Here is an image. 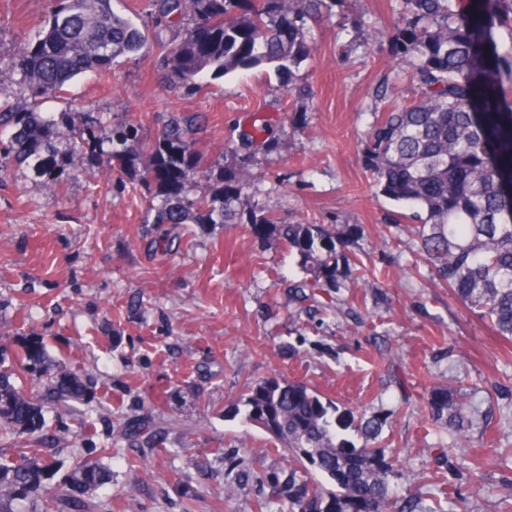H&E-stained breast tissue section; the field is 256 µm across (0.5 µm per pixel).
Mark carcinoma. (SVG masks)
I'll return each mask as SVG.
<instances>
[{
    "label": "carcinoma",
    "mask_w": 512,
    "mask_h": 512,
    "mask_svg": "<svg viewBox=\"0 0 512 512\" xmlns=\"http://www.w3.org/2000/svg\"><path fill=\"white\" fill-rule=\"evenodd\" d=\"M341 0H156L159 16L177 15L186 28L162 59L168 79L187 90L210 73L225 77L264 68L293 76L292 67L311 55L306 39L310 23L331 14ZM390 40L393 55L410 65L416 96H397L383 81V112L370 126L361 154L362 167L379 192L403 209L399 217L420 225L419 255L432 275L448 288V298L478 314L502 340L512 343V0H470L466 12L456 0H396ZM146 25L115 12L112 0H57L32 41L9 51L31 96L63 90L84 73L108 74L121 56L140 52ZM197 118L176 115L150 144L148 183L161 203L148 209L149 224H240L254 231L277 232L314 273L305 289L342 288L339 267L360 275L353 287L366 286L364 261L336 251L335 232L325 224H282L259 204L241 209L252 175V154L245 151L224 168L222 186L209 183L213 165L195 148ZM97 121L73 109L42 114L0 103V156L25 163L50 189L60 175L89 152L97 164L126 170L130 150L141 141L138 125H112L96 134ZM205 182L188 188L192 176ZM21 373L35 388L25 392L0 372V432L33 434L45 426L44 409L69 407L91 396V381L56 366L44 339L26 336L16 353ZM468 391L434 387L427 392L430 419L467 436ZM245 420L261 427L271 441L288 449L303 466L288 481L271 485L255 502L269 512L276 500L290 512H415L409 499L394 505V459L378 446L382 423L361 413L355 428L365 439L357 448L342 438L349 422L335 415L307 385L267 378L248 386L242 398ZM51 464L16 448L0 459V512H92V495L112 482V471L97 461L75 462L54 491L45 481ZM326 484L316 483L312 473Z\"/></svg>",
    "instance_id": "obj_1"
}]
</instances>
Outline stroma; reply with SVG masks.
I'll list each match as a JSON object with an SVG mask.
<instances>
[{
	"label": "stroma",
	"mask_w": 512,
	"mask_h": 512,
	"mask_svg": "<svg viewBox=\"0 0 512 512\" xmlns=\"http://www.w3.org/2000/svg\"><path fill=\"white\" fill-rule=\"evenodd\" d=\"M117 10L155 29L140 55L119 59L109 76L85 74L42 112L75 105L103 124L129 119L155 140L173 114L198 115L196 147L231 164L257 114L271 119L276 147L254 151L249 195L287 224H332L340 251L364 255L373 287L354 300L357 327L338 314L337 297L311 305L290 299L311 280L296 252L248 224H149L146 151L106 177L81 162L54 192L25 165L0 164V367L10 368L22 337H43L67 369L90 379L87 402L48 410V448L40 435L0 439L52 453L51 483L75 460H100L112 483L97 490L96 512H254L283 481L287 453L254 461L269 443L244 423L237 403L248 384L278 375L306 383L338 406H365L383 421L386 455L403 471L391 488L419 498L424 512L447 499V512H497L512 491V353L478 315L450 300L417 261L418 228L394 224L395 205L368 181L360 162L377 105L375 88L397 76L410 95L405 63L387 43L388 0H344L312 28L311 57L284 81L263 68L204 75L187 91L171 85L159 58L179 29L159 22L154 0H115ZM54 0H0V43L33 39ZM379 31L372 57L344 55L345 15ZM310 97H298L299 87ZM304 110L303 124L290 116ZM464 385L473 422L466 441L429 424L431 385ZM138 467H129V460ZM239 491L225 501L224 487Z\"/></svg>",
	"instance_id": "1"
}]
</instances>
